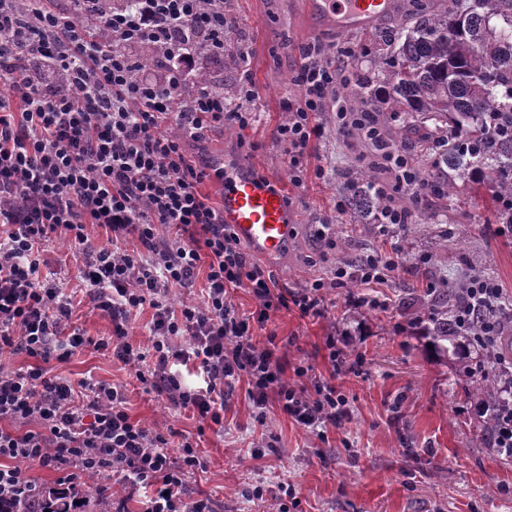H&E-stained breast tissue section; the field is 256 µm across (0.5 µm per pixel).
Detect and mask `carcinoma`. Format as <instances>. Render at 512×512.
Masks as SVG:
<instances>
[{
  "label": "carcinoma",
  "mask_w": 512,
  "mask_h": 512,
  "mask_svg": "<svg viewBox=\"0 0 512 512\" xmlns=\"http://www.w3.org/2000/svg\"><path fill=\"white\" fill-rule=\"evenodd\" d=\"M139 0H91L71 5L73 14L86 19L90 34L105 49L113 48L104 26L114 12H132ZM389 56L376 80L359 79V90L350 97L356 109L387 113L396 126L382 132L373 151L391 156L409 140L424 143L428 168L448 169L462 184L488 195L492 223L512 225V0H452L438 10L433 0H412V11L396 18L385 39ZM196 84L231 100L224 84L209 72L196 75ZM369 171L359 174L351 203L358 224L382 210L387 199L375 190ZM488 273L473 267L461 279L425 291L427 316L414 322L432 351L446 356L496 321L501 336L512 331V300L500 297L493 309H479L475 321L457 324L461 306L469 300L467 288L475 277ZM502 344L487 349V383H474L467 396L484 404L479 421L480 439L488 441L495 427L501 395L491 381L498 371ZM48 512H107L105 500L79 484L67 490L42 488Z\"/></svg>",
  "instance_id": "carcinoma-1"
}]
</instances>
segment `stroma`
<instances>
[{
  "instance_id": "obj_1",
  "label": "stroma",
  "mask_w": 512,
  "mask_h": 512,
  "mask_svg": "<svg viewBox=\"0 0 512 512\" xmlns=\"http://www.w3.org/2000/svg\"><path fill=\"white\" fill-rule=\"evenodd\" d=\"M224 11L234 20L245 59L244 70L225 66L224 85L235 88L242 76L252 78L259 93L246 108L254 119L244 128L213 129L186 148L217 167L242 160L290 197V243L271 269L278 285L300 289L331 278L336 262L392 247L398 251V268L378 290L387 309L353 307L348 289L332 288L323 316L282 309L267 324L289 368L304 367L330 381L352 417L343 428L319 433L273 408L266 423L258 424L242 380L224 402L223 426L204 429L192 411L145 390L127 366L93 344L64 362H50L51 373L76 388L85 382L122 387L132 420L167 433L171 458H178L182 441L197 445L207 467L187 475L186 496L210 497L217 512H512V464L477 440L463 392L468 380L454 373L457 356L435 359L409 326L422 312L419 294L428 282L454 281L469 265L491 269L512 297V247L491 224L486 197L464 190L452 204L428 198L409 233L386 235L377 224L351 223L349 214L336 210L337 193L367 162L361 140L337 136L335 102H328L321 116L326 134L309 147L311 174L303 184L293 185L284 148L273 136L287 118L286 102L298 96L294 77L303 48L321 45L331 61L340 47H357L358 73L372 72L386 55L380 38L391 31L394 13L364 29L342 30L317 18L309 0H224ZM319 167L325 175L318 179L312 171ZM41 273L75 300L74 326L93 343L111 336L109 319L83 304L79 264L63 244L46 245ZM344 329L349 367L336 372L326 340ZM266 441L275 452L254 457L253 446ZM282 482L294 485L295 496L280 492ZM258 485L264 495L256 500L251 492Z\"/></svg>"
}]
</instances>
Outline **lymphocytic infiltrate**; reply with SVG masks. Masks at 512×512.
Returning <instances> with one entry per match:
<instances>
[{"mask_svg":"<svg viewBox=\"0 0 512 512\" xmlns=\"http://www.w3.org/2000/svg\"><path fill=\"white\" fill-rule=\"evenodd\" d=\"M30 24L46 33L34 45L46 63L36 84L20 79L12 64L15 13L0 5V352L32 360L24 369L0 368V497L25 500L38 512L41 487L18 467L26 461L59 473L63 485L81 475L118 477L124 496L106 485L96 489L114 512H125V496L141 492L148 496L147 512H215L209 497L185 499L187 475L206 467L192 442H183L179 461H172L166 436L133 421L117 387L89 385L88 402L77 403L74 388L51 375L50 362L92 344L200 421L223 425L224 398L243 379L258 422L273 405L303 428H336L348 414L343 395L329 384H301L300 368L296 381H288L275 334L261 345L254 331L283 308L322 316L326 287L385 283L397 261L388 253L369 254L337 264L331 281L317 279L298 292L279 288L225 224L223 208L201 192L204 181L223 178L224 171L199 164L186 140L215 127L247 126L253 115L229 108L223 96L201 86H191L185 111L172 112L162 84H189L202 57L226 52L224 0H142L139 11L108 18L109 52L75 15L35 14ZM189 26L204 30V51L179 43L178 31ZM140 44L169 47L171 59L158 74L135 75L130 50ZM351 76L348 67L325 62L320 48L305 49L294 78L299 95L274 132L293 183L305 178L308 148L325 132L319 115ZM59 78L68 80L67 93L56 90ZM170 120L174 132L162 133ZM374 165L392 175L380 185L383 195L407 199L381 210L378 223H407L422 198L435 193L407 165L391 166L382 155ZM90 224L113 240L133 237L139 247L128 252L100 245L86 231ZM53 237L79 260L87 305L112 324L108 339L94 342L75 328L71 298L42 279L41 247ZM200 276L206 279L201 301L172 305V290L194 287ZM231 288L249 290L257 303L252 317L231 302ZM146 305L154 313L143 344L129 323ZM148 358L153 366L142 370ZM189 365L198 371L194 387L182 381Z\"/></svg>","mask_w":512,"mask_h":512,"instance_id":"obj_1","label":"lymphocytic infiltrate"}]
</instances>
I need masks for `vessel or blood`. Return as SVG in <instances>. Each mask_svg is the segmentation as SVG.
Wrapping results in <instances>:
<instances>
[{"label": "vessel or blood", "instance_id": "1", "mask_svg": "<svg viewBox=\"0 0 512 512\" xmlns=\"http://www.w3.org/2000/svg\"><path fill=\"white\" fill-rule=\"evenodd\" d=\"M313 12L342 29L359 28L386 14L390 0H310ZM224 221L240 241L268 261L286 251L291 234L287 199L281 191L264 186L246 169L226 170L223 185Z\"/></svg>", "mask_w": 512, "mask_h": 512}]
</instances>
